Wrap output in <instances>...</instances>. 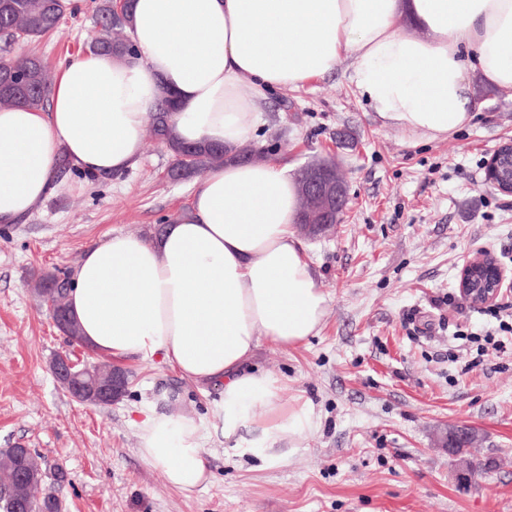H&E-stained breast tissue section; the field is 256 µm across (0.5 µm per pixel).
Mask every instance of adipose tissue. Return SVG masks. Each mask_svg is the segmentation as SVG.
<instances>
[{
	"label": "adipose tissue",
	"instance_id": "1",
	"mask_svg": "<svg viewBox=\"0 0 512 512\" xmlns=\"http://www.w3.org/2000/svg\"><path fill=\"white\" fill-rule=\"evenodd\" d=\"M137 54L63 65L45 109L0 110V222L56 189L60 159L94 177L132 168L164 96L179 139L253 141L270 91L346 65L384 125L435 140L469 125L471 75L512 98V0H135ZM296 181L265 160L229 161L200 179L187 210L155 237L122 232L86 248L68 308L83 344L113 360L161 357L183 379L223 386L225 437L270 467L316 428L284 406L282 383L252 368L261 341L290 349L318 335L328 297L297 238ZM139 453L182 492L208 482L194 419L156 411Z\"/></svg>",
	"mask_w": 512,
	"mask_h": 512
}]
</instances>
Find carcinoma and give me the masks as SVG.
Segmentation results:
<instances>
[{"label":"carcinoma","instance_id":"1","mask_svg":"<svg viewBox=\"0 0 512 512\" xmlns=\"http://www.w3.org/2000/svg\"><path fill=\"white\" fill-rule=\"evenodd\" d=\"M133 0H108L101 8L103 15L101 33L87 43L89 53L107 55L123 60L136 53L128 36L132 22ZM70 10L69 0H0V40L7 44L19 41H33L54 32L65 13ZM16 74L23 77L19 85H4L5 79ZM51 80L42 61L34 55H18L4 59L0 72V108L25 106L43 109L48 101ZM169 102H164L152 116L151 133L163 145L167 153L176 161L169 168L170 178L186 181L204 174L208 169L222 165L226 161L224 146H187L177 138L169 123ZM39 294L50 297L55 310H65L67 304L66 284L58 281L55 275L39 280ZM30 469L43 475L40 482L21 484L15 480L18 466L15 450H0V498L25 502L26 506L56 512L55 503L48 490L58 483L52 472L38 454L27 459Z\"/></svg>","mask_w":512,"mask_h":512}]
</instances>
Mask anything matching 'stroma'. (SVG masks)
Returning a JSON list of instances; mask_svg holds the SVG:
<instances>
[{
    "label": "stroma",
    "mask_w": 512,
    "mask_h": 512,
    "mask_svg": "<svg viewBox=\"0 0 512 512\" xmlns=\"http://www.w3.org/2000/svg\"><path fill=\"white\" fill-rule=\"evenodd\" d=\"M100 4L83 0L56 34L0 54L33 53L58 72L98 35ZM474 90L473 121L441 140L383 125L342 65L266 101L255 146L293 174L333 159L351 199L333 236L304 242L329 297L319 334L293 349L261 342L254 359L281 379L283 401L314 407L318 427L286 465L236 456L249 432L225 438L219 389L200 390L162 359L125 360L126 392L107 407L75 402L50 371L72 348L35 280L71 272L110 233L152 234L193 195L194 181L167 180L171 157L149 139L128 172H59L56 192L0 224V448L22 441L63 466L65 512H512V334L498 329L512 295L475 308L457 288L476 251L512 260V196L484 183L489 154L512 139V99ZM174 407L207 438L212 477L190 493L138 453L142 411ZM460 425L478 432L471 458L501 462L471 483L456 480L457 459L438 443Z\"/></svg>",
    "instance_id": "stroma-1"
}]
</instances>
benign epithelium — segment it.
Segmentation results:
<instances>
[{"label": "benign epithelium", "mask_w": 512, "mask_h": 512, "mask_svg": "<svg viewBox=\"0 0 512 512\" xmlns=\"http://www.w3.org/2000/svg\"><path fill=\"white\" fill-rule=\"evenodd\" d=\"M303 189L313 201L312 209L302 212L303 223L309 227L328 230L330 217L344 211L349 202L348 188L332 167L304 165ZM485 185L507 196H512V140L498 146L485 161ZM458 288L463 299L471 305L483 306L512 292V277L491 252L483 250L465 258L459 276ZM98 363L86 360L73 361L64 356L52 362V371L76 402L84 405L109 406L121 399L127 387V374L119 367H112L103 382L85 383L82 376L92 372Z\"/></svg>", "instance_id": "7a95c632"}]
</instances>
